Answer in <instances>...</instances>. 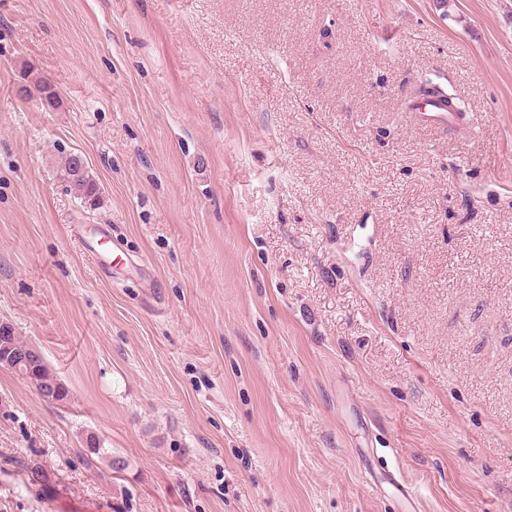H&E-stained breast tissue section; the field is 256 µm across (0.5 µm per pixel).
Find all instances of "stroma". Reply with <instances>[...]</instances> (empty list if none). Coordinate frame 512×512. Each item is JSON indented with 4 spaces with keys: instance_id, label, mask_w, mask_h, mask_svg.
Here are the masks:
<instances>
[{
    "instance_id": "obj_1",
    "label": "stroma",
    "mask_w": 512,
    "mask_h": 512,
    "mask_svg": "<svg viewBox=\"0 0 512 512\" xmlns=\"http://www.w3.org/2000/svg\"><path fill=\"white\" fill-rule=\"evenodd\" d=\"M1 321L0 512H512V0H0ZM421 93L424 96L432 99V101L428 103L439 104L446 108L448 105V107H451L456 111L454 112L448 108V111L450 112H446L444 109L425 104L423 106V115L425 119L435 124L448 126V129H454L457 125L458 119L460 118L459 112H461L462 108L461 103L457 101V98L452 94L447 95L441 88L437 86H425L422 88ZM451 95L453 97H451ZM76 155L69 154L62 159L58 170L59 177L75 191L77 199L92 208L97 203L100 188L89 175L84 161L79 163ZM0 338V349H1V359L0 366L6 367L14 371L17 375L21 376L25 381L30 383L36 390L39 391L42 396L41 390H50L54 391L53 396L50 398H46L51 402H63L68 397V390L66 386L57 378L55 373L49 368L43 359L42 355L39 353L38 358L29 365L26 369L17 368L16 364L11 361L9 358H5L4 351L9 352H21L25 348H30L28 344L24 343L20 340L18 336L15 334V330L13 327H10V330L7 332L1 331Z\"/></svg>"
}]
</instances>
